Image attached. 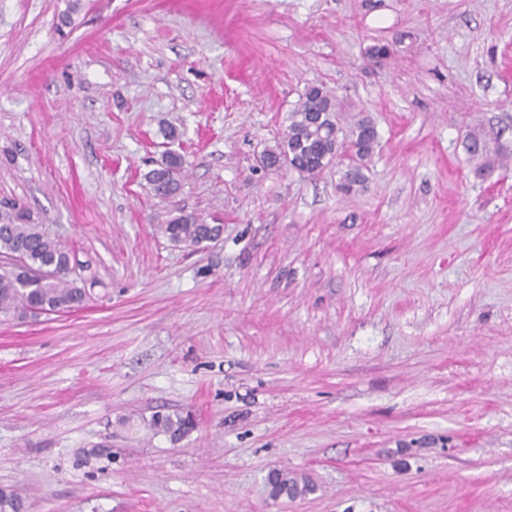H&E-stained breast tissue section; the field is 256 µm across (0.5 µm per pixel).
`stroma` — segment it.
<instances>
[{"mask_svg": "<svg viewBox=\"0 0 512 512\" xmlns=\"http://www.w3.org/2000/svg\"><path fill=\"white\" fill-rule=\"evenodd\" d=\"M311 83L375 123L358 192L260 163ZM4 197L91 296L0 317L26 512H512V0H0ZM467 151L471 162L474 163L476 172L482 173L489 170L495 164L496 156L500 149H493L480 133L473 132L469 135ZM183 159L174 152L165 154L156 162V168L146 174L154 196L167 200L174 198L182 187ZM160 229L171 242L196 248L219 237L223 227L219 224H207L194 214L179 211L166 224H161ZM151 426L154 429L169 433L171 436L176 437L191 429L194 426V420L191 414H186L185 416L175 414V419L170 414H158L153 417ZM268 486L270 487L271 497L277 499L282 496L294 499L314 490L308 483L299 486L298 481L288 478L287 474L281 472H274L268 476Z\"/></svg>", "mask_w": 512, "mask_h": 512, "instance_id": "1", "label": "stroma"}]
</instances>
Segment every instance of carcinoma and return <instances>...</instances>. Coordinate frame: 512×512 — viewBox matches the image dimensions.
<instances>
[{
	"instance_id": "1",
	"label": "carcinoma",
	"mask_w": 512,
	"mask_h": 512,
	"mask_svg": "<svg viewBox=\"0 0 512 512\" xmlns=\"http://www.w3.org/2000/svg\"><path fill=\"white\" fill-rule=\"evenodd\" d=\"M288 125L275 146L263 152L262 161L276 168L287 167L299 175L316 178L325 170L345 164L341 192L349 194L365 185L363 170L371 158L378 133L373 121L363 116L345 140L336 115L335 96L321 85H310L297 105L288 113ZM467 151L476 172L495 164L500 149H493L481 134L469 135ZM183 159L174 152L165 154L146 174L154 196L167 200L182 187ZM175 244L196 248L222 232L223 225L208 224L194 214L179 213L160 226ZM82 278L73 274L71 257L60 242L49 235L34 214L12 200H0V315L23 319L41 313L78 311L88 303ZM151 426L176 437L194 426L189 414L156 415ZM271 497L294 499L313 491L307 483L281 472L268 476ZM24 502L18 493L0 488V512H20Z\"/></svg>"
}]
</instances>
